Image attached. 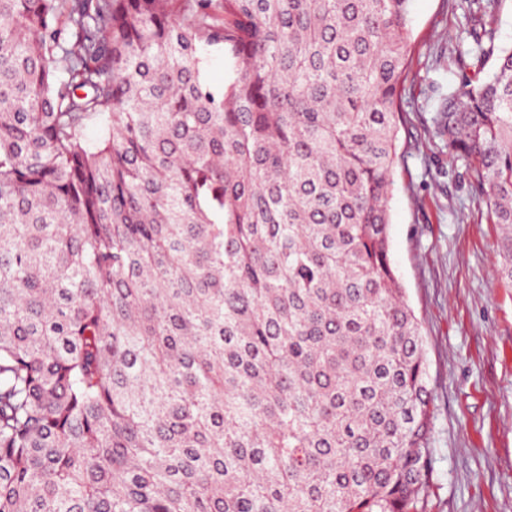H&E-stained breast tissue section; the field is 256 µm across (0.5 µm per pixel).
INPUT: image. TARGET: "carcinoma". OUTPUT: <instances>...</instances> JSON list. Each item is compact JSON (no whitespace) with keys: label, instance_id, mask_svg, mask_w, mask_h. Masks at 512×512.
Here are the masks:
<instances>
[{"label":"carcinoma","instance_id":"obj_1","mask_svg":"<svg viewBox=\"0 0 512 512\" xmlns=\"http://www.w3.org/2000/svg\"><path fill=\"white\" fill-rule=\"evenodd\" d=\"M409 2L0 0V512H421ZM464 3L433 128L512 281V49Z\"/></svg>","mask_w":512,"mask_h":512}]
</instances>
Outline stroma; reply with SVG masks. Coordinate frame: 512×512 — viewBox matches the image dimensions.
<instances>
[{
	"mask_svg": "<svg viewBox=\"0 0 512 512\" xmlns=\"http://www.w3.org/2000/svg\"><path fill=\"white\" fill-rule=\"evenodd\" d=\"M465 26L454 0H410L390 260L428 360L424 512H512V284L499 274L501 230L432 124L442 95L460 83Z\"/></svg>",
	"mask_w": 512,
	"mask_h": 512,
	"instance_id": "35a3bbf8",
	"label": "stroma"
}]
</instances>
